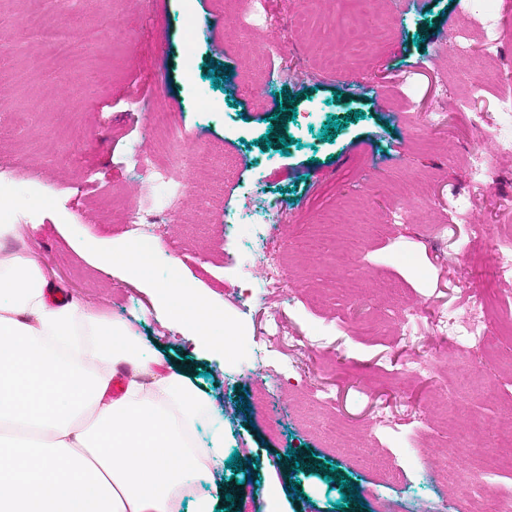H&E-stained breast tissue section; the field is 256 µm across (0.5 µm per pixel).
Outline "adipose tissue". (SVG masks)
<instances>
[{
  "instance_id": "1",
  "label": "adipose tissue",
  "mask_w": 512,
  "mask_h": 512,
  "mask_svg": "<svg viewBox=\"0 0 512 512\" xmlns=\"http://www.w3.org/2000/svg\"><path fill=\"white\" fill-rule=\"evenodd\" d=\"M31 252L0 255V512H215L196 480L224 462V434L199 437L212 401L189 376L160 373L133 326L75 301L48 306ZM156 305L208 349L238 330L204 295L169 282ZM130 366L120 397L110 381Z\"/></svg>"
}]
</instances>
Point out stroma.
<instances>
[{
    "label": "stroma",
    "mask_w": 512,
    "mask_h": 512,
    "mask_svg": "<svg viewBox=\"0 0 512 512\" xmlns=\"http://www.w3.org/2000/svg\"><path fill=\"white\" fill-rule=\"evenodd\" d=\"M492 3L504 38L479 86L450 58L454 40L478 42L459 0L411 11L403 0H375L388 34L368 52L349 50L333 70L322 65L332 29L361 24L359 0H265L259 25L241 19L234 0H0V30L16 29L34 5L48 20L66 13L103 35L54 71L34 64L33 34L0 53V120L15 123L0 158L23 226L0 246L38 254L67 298L132 321L166 365L187 362L223 415L225 456L244 464L197 484L222 512H264L269 489L279 512H336L340 502L345 512H467L456 483L437 481L443 470L512 497V471L486 473L468 451L512 433V336L492 333L490 358L477 364L464 340L443 342L432 326L470 304L463 283L486 280L481 258L492 240L512 241V166L487 186L466 175L479 138L470 114L496 123L501 87L512 80V0ZM303 7L308 24L297 30L292 19ZM188 12L200 22L192 39ZM249 47L267 51L262 69L244 65ZM188 51L197 60L190 75L180 67ZM249 83L264 95L246 93ZM202 98L210 110L200 111ZM157 104L190 148L218 155L184 170L189 194L176 203L161 188L139 200V176L126 163L127 152L146 145L168 162ZM288 104L296 118L279 117ZM333 116L345 126L328 142ZM469 200L492 238L477 239L455 218ZM138 201L167 216L149 279L189 283L236 320L233 351L205 353L121 264L90 258L89 247L130 241L125 211ZM409 201L423 208L421 222L401 219ZM245 210L274 213L258 245L284 258L287 287L261 288L245 274L250 243L227 226ZM320 223L328 236L320 253L298 252L296 242ZM406 302L419 313L402 324ZM273 314L284 326L275 338L265 332ZM423 359L434 361L432 374H412L409 362ZM380 453L408 470L406 483L361 465ZM330 466L359 498L343 501L338 482L325 478ZM230 494L237 503H227Z\"/></svg>",
    "instance_id": "obj_1"
}]
</instances>
